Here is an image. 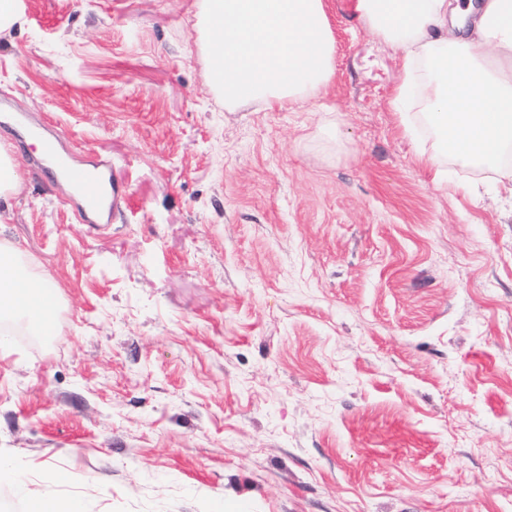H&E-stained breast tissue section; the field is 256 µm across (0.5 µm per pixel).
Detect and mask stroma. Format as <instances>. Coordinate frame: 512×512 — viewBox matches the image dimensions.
<instances>
[{"label":"stroma","instance_id":"obj_1","mask_svg":"<svg viewBox=\"0 0 512 512\" xmlns=\"http://www.w3.org/2000/svg\"><path fill=\"white\" fill-rule=\"evenodd\" d=\"M19 2L0 99L125 197L84 223L0 117V243L58 301L0 352V457L87 512H512V172L434 182L356 0L325 94L232 111L195 0ZM21 185V175L13 156L0 147V197L15 193Z\"/></svg>","mask_w":512,"mask_h":512}]
</instances>
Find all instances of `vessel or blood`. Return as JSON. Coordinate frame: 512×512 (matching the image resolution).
<instances>
[{
  "label": "vessel or blood",
  "mask_w": 512,
  "mask_h": 512,
  "mask_svg": "<svg viewBox=\"0 0 512 512\" xmlns=\"http://www.w3.org/2000/svg\"><path fill=\"white\" fill-rule=\"evenodd\" d=\"M14 124L30 136L44 142V160L55 174L68 179L82 198L81 212L85 223H108L115 201L123 194V185L112 175V166L99 160L80 168H68L61 157L62 145L52 131L32 124L26 114L13 116Z\"/></svg>",
  "instance_id": "1"
}]
</instances>
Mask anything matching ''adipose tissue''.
Segmentation results:
<instances>
[{
    "mask_svg": "<svg viewBox=\"0 0 512 512\" xmlns=\"http://www.w3.org/2000/svg\"><path fill=\"white\" fill-rule=\"evenodd\" d=\"M196 28L211 85L226 108L286 107L318 98L334 75V41L324 0H195ZM359 23L404 54L391 105L412 101L440 159L500 168L512 154V0H356ZM57 298L47 274L0 246V347L15 326L48 334ZM29 512H83L31 489L0 461Z\"/></svg>",
    "mask_w": 512,
    "mask_h": 512,
    "instance_id": "1",
    "label": "adipose tissue"
}]
</instances>
